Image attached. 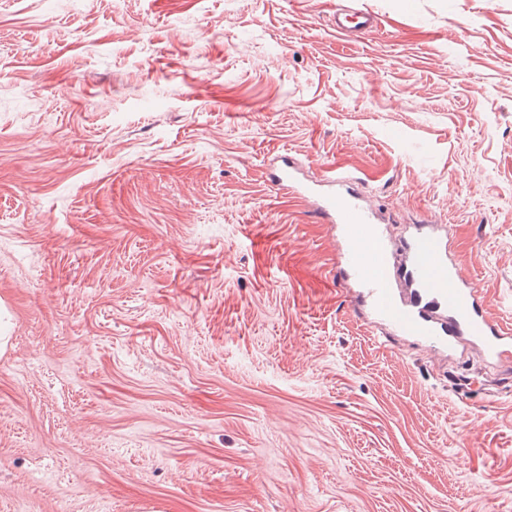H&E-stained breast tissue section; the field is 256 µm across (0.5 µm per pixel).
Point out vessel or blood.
<instances>
[{
	"mask_svg": "<svg viewBox=\"0 0 512 512\" xmlns=\"http://www.w3.org/2000/svg\"><path fill=\"white\" fill-rule=\"evenodd\" d=\"M356 176L331 174L310 187L341 247L338 284L357 297L388 335L416 338L432 351L468 346L498 362L512 352V330L490 319L484 299L460 273L444 224H415L392 239L354 192Z\"/></svg>",
	"mask_w": 512,
	"mask_h": 512,
	"instance_id": "b4317fda",
	"label": "vessel or blood"
}]
</instances>
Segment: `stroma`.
Wrapping results in <instances>:
<instances>
[{
    "instance_id": "35a3bbf8",
    "label": "stroma",
    "mask_w": 512,
    "mask_h": 512,
    "mask_svg": "<svg viewBox=\"0 0 512 512\" xmlns=\"http://www.w3.org/2000/svg\"><path fill=\"white\" fill-rule=\"evenodd\" d=\"M284 150L512 323V0H0V512H512V361L379 342ZM279 159V164H270L273 169V182L282 188L299 185L297 171L290 165L286 156H277L273 160Z\"/></svg>"
}]
</instances>
